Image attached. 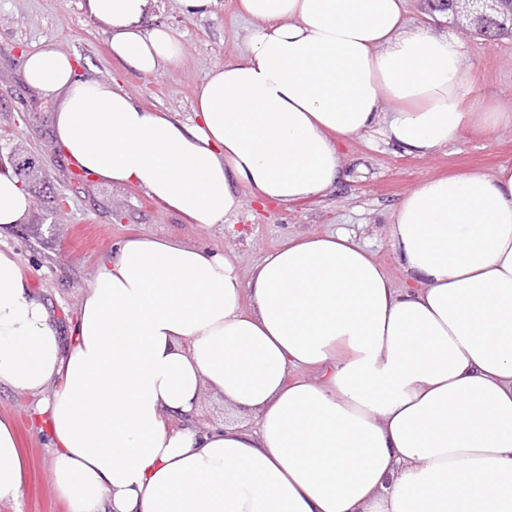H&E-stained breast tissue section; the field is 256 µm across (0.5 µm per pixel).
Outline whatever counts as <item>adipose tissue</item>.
Returning <instances> with one entry per match:
<instances>
[{"mask_svg": "<svg viewBox=\"0 0 512 512\" xmlns=\"http://www.w3.org/2000/svg\"><path fill=\"white\" fill-rule=\"evenodd\" d=\"M155 0H86L124 67L181 52ZM241 57L198 85L186 122L46 45L24 76L58 100L55 143L103 183L135 185L206 228L241 192L281 205L344 175L374 128L425 156L512 109H475L460 41L411 27L407 0H239ZM31 205L0 173V226ZM395 287L345 233L288 239L242 279L225 254L134 236L104 258L68 336L0 251V386L35 397L70 512H512V165L433 178L390 229ZM223 424L197 429L199 393ZM251 413L255 425L242 423ZM26 467L0 418V504Z\"/></svg>", "mask_w": 512, "mask_h": 512, "instance_id": "ef3b65f1", "label": "adipose tissue"}]
</instances>
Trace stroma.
I'll list each match as a JSON object with an SVG mask.
<instances>
[{
  "label": "stroma",
  "instance_id": "stroma-1",
  "mask_svg": "<svg viewBox=\"0 0 512 512\" xmlns=\"http://www.w3.org/2000/svg\"><path fill=\"white\" fill-rule=\"evenodd\" d=\"M238 0H217L205 16L182 12L179 0H156L154 23L168 26L181 55L157 75L122 67L112 58L107 30L92 19L84 0H0V155L20 149L48 175L20 223L0 227V250L18 259L34 294L50 309L59 328L75 318L102 258L125 239L147 235L203 245L232 255L242 277L285 239L341 230L367 245L395 285L404 274L390 240L398 203L423 181L465 170L494 172L512 165V126L487 139L462 131L430 155L415 157L388 142L376 129L339 146L347 177L327 196L289 205L264 202L242 191L234 224L203 228L185 223L135 186H112L92 178L73 180L71 164L54 149L55 100L26 84V55L49 42L73 57L81 80L116 82L140 104L179 121L193 114L198 85L215 67L236 60L249 27ZM411 26L449 34L463 46L478 76L468 95L476 105L512 107V39L489 45L468 26L450 23L426 0H408ZM65 197L56 207V197ZM33 398L0 387V416L12 420L27 461V487L19 505L0 512H69L49 472V439L32 423Z\"/></svg>",
  "mask_w": 512,
  "mask_h": 512
}]
</instances>
